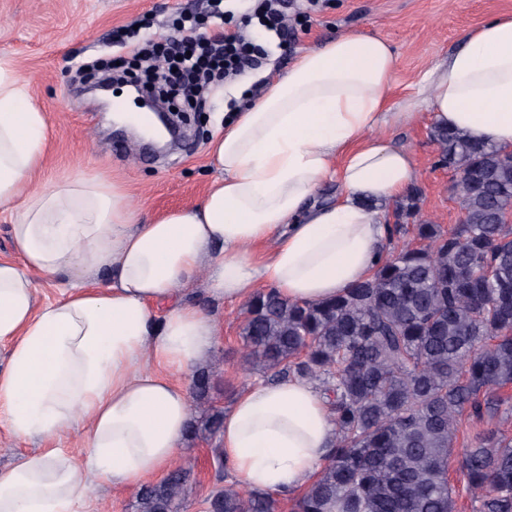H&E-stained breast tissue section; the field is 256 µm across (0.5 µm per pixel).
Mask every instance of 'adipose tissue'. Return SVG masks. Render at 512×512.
<instances>
[{
	"label": "adipose tissue",
	"mask_w": 512,
	"mask_h": 512,
	"mask_svg": "<svg viewBox=\"0 0 512 512\" xmlns=\"http://www.w3.org/2000/svg\"><path fill=\"white\" fill-rule=\"evenodd\" d=\"M395 55L349 31L302 51L210 141L203 198L143 220L125 188L79 174L34 187L47 117L0 60V426L18 440L76 435L78 455L22 454L0 470V512H76L87 475L125 487L166 472L183 445L189 381L221 342L215 317L181 300H250L260 286L318 302L372 272L385 237L373 202L416 179L388 132ZM436 125L512 149V13L465 34L426 77ZM61 279L37 301L39 279ZM336 439L322 392L291 377L248 385L224 415L221 453L240 488L284 497L318 476Z\"/></svg>",
	"instance_id": "obj_1"
}]
</instances>
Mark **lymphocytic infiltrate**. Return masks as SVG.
Listing matches in <instances>:
<instances>
[{"label":"lymphocytic infiltrate","instance_id":"f902f5d3","mask_svg":"<svg viewBox=\"0 0 512 512\" xmlns=\"http://www.w3.org/2000/svg\"><path fill=\"white\" fill-rule=\"evenodd\" d=\"M287 8V0H255L241 26L208 35L198 33L197 18L187 15L170 33L135 45L132 54L145 73L159 82L161 93L176 99L178 111L195 112L203 92L262 66L267 51L248 35L246 27L255 22L285 35Z\"/></svg>","mask_w":512,"mask_h":512}]
</instances>
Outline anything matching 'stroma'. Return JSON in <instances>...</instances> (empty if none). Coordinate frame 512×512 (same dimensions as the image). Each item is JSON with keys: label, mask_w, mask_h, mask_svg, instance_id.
<instances>
[{"label": "stroma", "mask_w": 512, "mask_h": 512, "mask_svg": "<svg viewBox=\"0 0 512 512\" xmlns=\"http://www.w3.org/2000/svg\"><path fill=\"white\" fill-rule=\"evenodd\" d=\"M183 12L206 17L217 27L207 0H0V57L10 60L27 91L48 118V147L42 183L83 171L119 180L133 206L149 217L199 201L215 175L208 143L214 116L236 108L238 101L223 89L210 92L201 111L191 113L184 139L166 152L148 147L133 130L119 131L110 119L111 105L88 93L85 76L101 64L131 55L130 43L117 42L116 30L136 37L168 33ZM512 13V0H294L288 10L289 35L260 33L268 49L263 66L246 73L238 86L258 90L287 73L301 51L351 29L390 42L396 58L392 111H400L416 94L415 83L435 64L447 59L466 32L500 13ZM431 123L422 119L392 129L398 144L412 155L420 188L421 213L435 224L451 226L460 217L453 178L438 164ZM137 151L141 160L128 159ZM184 300L207 309L221 326L220 345L205 367L212 375L210 396L228 411L256 376L240 357L244 306L214 302L203 284L182 292ZM219 436L188 433L179 456L190 472L181 512H208L209 498L224 484L228 468L218 454ZM138 486L113 487L94 481L77 512H136Z\"/></svg>", "instance_id": "35a3bbf8"}]
</instances>
